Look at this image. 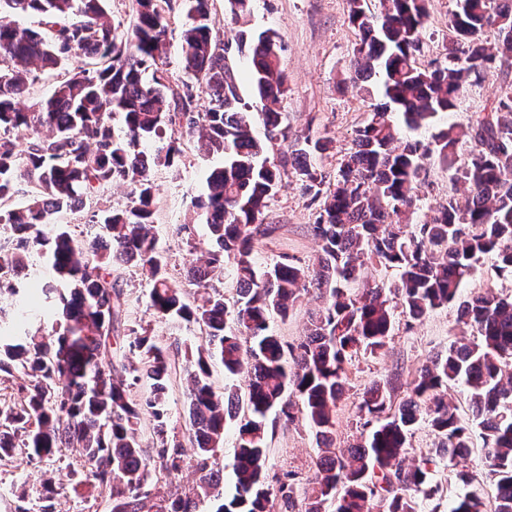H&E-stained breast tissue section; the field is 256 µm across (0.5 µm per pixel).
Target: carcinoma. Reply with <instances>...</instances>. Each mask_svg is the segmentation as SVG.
<instances>
[{"label":"carcinoma","mask_w":512,"mask_h":512,"mask_svg":"<svg viewBox=\"0 0 512 512\" xmlns=\"http://www.w3.org/2000/svg\"><path fill=\"white\" fill-rule=\"evenodd\" d=\"M105 2L0 0V15L36 13L45 25L36 31L0 20V203H9L0 206V231L11 239V247L0 250V294L41 297L56 316L49 340L39 328L0 335V373L21 379L16 393L0 397V464L14 461L19 447L29 458L79 448L86 478L108 494L112 512H144L153 488L151 463L170 475L183 463L182 445L167 435L166 397L180 365L199 477L196 488L168 504L160 501L156 512H199L202 499L221 495L216 460L228 423L237 428L235 493L217 512H419L415 494L428 501L439 494L433 476L442 461L457 467L456 479L467 487L448 499V512H512V294L488 289L460 301L473 340L450 345L420 368L398 403L399 373L365 388L357 410L369 429L366 438L334 447L348 371L360 355L386 348L397 307L418 319L448 305L486 257L494 259L497 275L512 277V87L490 111L464 128L448 126L431 142L401 140L389 118L394 109L407 129L428 127L456 107L467 84L512 68V0H459L448 24V65L434 70L416 63L427 0H387L378 16L365 13L364 0H349V22L359 33L354 79L374 81L384 102L356 130L354 150L324 193L328 175L318 160L329 149L327 138L297 136L279 162L269 158L270 148L288 141V124L276 108L288 85L275 31L221 37L210 0H186L190 24L182 63L210 96L199 111L193 86L171 88L162 68L168 0H134L135 21L127 28L109 21ZM71 14L79 19L65 21ZM490 24L498 40L487 48L478 34ZM245 43L246 78L263 103V140L252 135L253 112L228 63L232 46ZM74 57L81 65L70 68ZM39 72L55 76L54 89L25 110L20 104ZM172 109L199 149L219 159L194 201L217 248L188 276L207 287L230 265L231 301L214 291L204 304L192 305L165 270L153 173L174 166L183 153L171 128ZM116 112L124 120L119 132L109 122ZM21 135L28 140L22 153L15 146ZM464 144L470 152L452 178L464 186V200L450 194L428 220L412 223L426 162L435 155L452 166ZM289 167L307 191L323 195L310 225L321 253L311 266L284 253L259 267L254 244L279 230L264 218ZM117 183L130 187L132 205L89 204L99 189ZM83 211L87 223L101 229L95 240L78 242L67 225L52 221ZM36 255L49 262L53 279L32 273ZM374 265L396 269L398 279L352 290ZM125 266L139 267L148 280L150 308L162 318L197 324L202 344L161 346L147 330L132 327L128 348L138 363H103L126 314ZM308 285L318 291L319 304L308 314L305 336L285 342L272 316L287 317ZM215 361L227 379L247 371L246 389L226 383L218 390ZM144 378L149 390L132 397ZM456 385L466 393V420L448 398ZM145 415L154 422L149 448L139 437ZM298 418L321 451L314 491L301 510L297 474L267 482L269 426ZM423 424L434 433L435 448L416 458L411 438ZM476 430L482 479L466 465ZM485 478L495 488L490 505Z\"/></svg>","instance_id":"cac0c4a2"}]
</instances>
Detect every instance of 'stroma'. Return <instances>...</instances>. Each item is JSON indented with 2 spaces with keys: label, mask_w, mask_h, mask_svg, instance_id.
<instances>
[{
  "label": "stroma",
  "mask_w": 512,
  "mask_h": 512,
  "mask_svg": "<svg viewBox=\"0 0 512 512\" xmlns=\"http://www.w3.org/2000/svg\"><path fill=\"white\" fill-rule=\"evenodd\" d=\"M171 11L163 68L174 89L189 83L180 56L182 35L187 27L183 0H170ZM457 8V0H431L429 18L422 31L418 63L425 68L448 62V18ZM211 14L216 30L226 28L261 31L276 30L281 37V67L288 76V91L279 110L292 130L311 134H328L332 147L323 159L327 172H336L341 159L354 146L355 131L367 119L378 99L363 84L350 79L349 62L358 40L350 25L347 0H252L249 15L232 19L225 10V0H211ZM512 85V72H494L480 83L467 86L451 112L442 114L422 138H432L451 125H467L475 113L488 111ZM215 164L197 148L195 141L184 145V156L172 168H159L154 173L157 187L155 229L167 259L169 277L187 294L189 300H200L202 291L190 282L186 271L197 258L212 248V241L194 200L204 188L205 176ZM319 203L293 176H285L277 194L268 206V223L278 225L274 239L256 242L254 257L265 266L278 255L287 253L304 262H314L319 243L309 230L314 223ZM195 224L192 240L177 234L179 224ZM123 287L127 299V323L148 328L163 346L174 342L199 344L196 325L171 323L160 319L148 304L149 284L137 267L123 271ZM468 331L459 320L457 303L432 311L410 322L397 315L393 339L380 356H363L356 360L347 378L346 391L339 403L336 419V445L343 448L361 442L366 430L356 414L363 389L381 381L393 371L412 378L418 369L437 352L467 337ZM318 449L304 423L277 425L270 444L269 476L292 472L311 479L316 470ZM79 452L67 449L63 457L31 460L18 455L14 466L0 469V496L25 494L28 512H39L47 489H54L56 512H110L107 498L98 496L94 488L73 476L69 466L77 462Z\"/></svg>",
  "instance_id": "1"
}]
</instances>
